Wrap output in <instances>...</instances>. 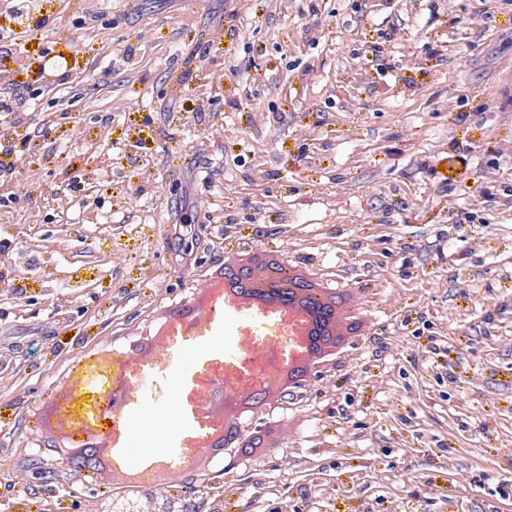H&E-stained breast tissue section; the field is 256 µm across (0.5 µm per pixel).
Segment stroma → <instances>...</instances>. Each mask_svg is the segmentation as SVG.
<instances>
[{
  "instance_id": "obj_1",
  "label": "stroma",
  "mask_w": 512,
  "mask_h": 512,
  "mask_svg": "<svg viewBox=\"0 0 512 512\" xmlns=\"http://www.w3.org/2000/svg\"><path fill=\"white\" fill-rule=\"evenodd\" d=\"M45 0L15 78L32 185L0 184V512H96L135 471L197 460L223 512H512V0ZM210 45L197 57L196 45ZM469 113L457 125L456 113ZM152 159L142 167L140 154ZM92 185L89 207L66 188ZM444 240V254L431 250ZM281 251L365 324L207 462V396L293 323L237 317L228 259ZM123 363L110 471L52 453ZM466 481H459V474Z\"/></svg>"
}]
</instances>
